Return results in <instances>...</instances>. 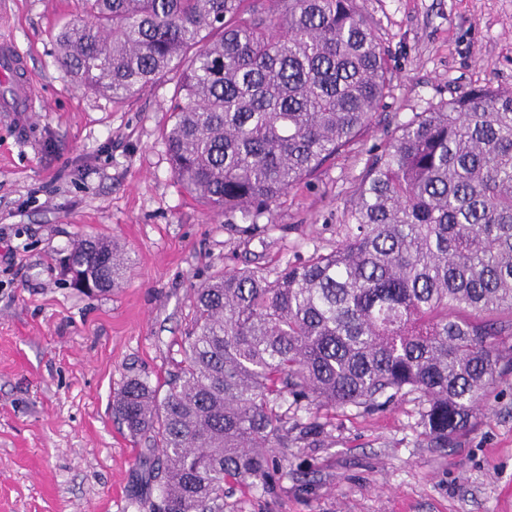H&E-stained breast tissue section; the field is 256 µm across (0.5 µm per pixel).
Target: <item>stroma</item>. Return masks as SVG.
<instances>
[{
    "label": "stroma",
    "instance_id": "obj_1",
    "mask_svg": "<svg viewBox=\"0 0 512 512\" xmlns=\"http://www.w3.org/2000/svg\"><path fill=\"white\" fill-rule=\"evenodd\" d=\"M393 74L376 123L255 224H228L174 176L164 133L177 93L160 77L125 102L72 84L55 34L78 0H0V38L28 61L36 97L0 112V512H144L158 501L115 415L131 377L162 387L182 359L194 291L246 265L275 272L336 244L370 150L397 123L473 86L512 90V0H358ZM131 260L89 294L62 261L82 239ZM292 441L273 490L233 487L224 512H512V374L475 426L434 448L413 397L321 411Z\"/></svg>",
    "mask_w": 512,
    "mask_h": 512
}]
</instances>
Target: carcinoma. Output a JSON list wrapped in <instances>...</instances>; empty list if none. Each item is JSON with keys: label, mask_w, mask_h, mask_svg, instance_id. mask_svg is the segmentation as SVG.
I'll return each instance as SVG.
<instances>
[{"label": "carcinoma", "mask_w": 512, "mask_h": 512, "mask_svg": "<svg viewBox=\"0 0 512 512\" xmlns=\"http://www.w3.org/2000/svg\"><path fill=\"white\" fill-rule=\"evenodd\" d=\"M55 44L64 76L114 103L178 73L171 170L228 224L257 223L356 142L392 88L357 0H80ZM338 235L273 274L201 283L165 394L135 377L117 393L150 438L147 512H224L225 485L270 489L289 431L324 430L302 411L415 394L430 446L473 428L512 371V91L473 87L397 125ZM67 261L100 292L127 269L99 239Z\"/></svg>", "instance_id": "cac0c4a2"}]
</instances>
